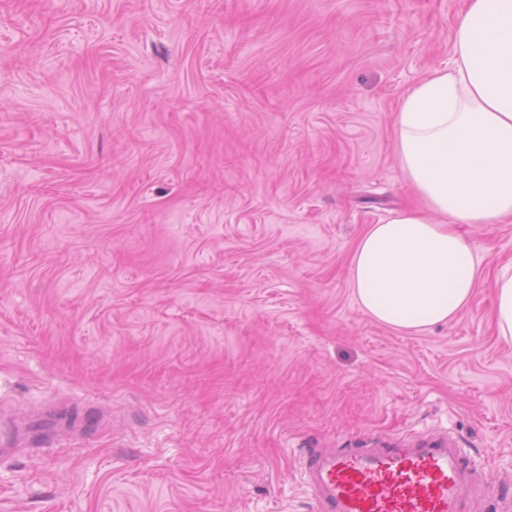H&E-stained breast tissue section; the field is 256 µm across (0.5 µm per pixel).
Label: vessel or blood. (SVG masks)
I'll use <instances>...</instances> for the list:
<instances>
[{
    "label": "vessel or blood",
    "mask_w": 512,
    "mask_h": 512,
    "mask_svg": "<svg viewBox=\"0 0 512 512\" xmlns=\"http://www.w3.org/2000/svg\"><path fill=\"white\" fill-rule=\"evenodd\" d=\"M468 453L446 440L418 448L302 457L319 512H465Z\"/></svg>",
    "instance_id": "vessel-or-blood-1"
}]
</instances>
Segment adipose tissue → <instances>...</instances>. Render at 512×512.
<instances>
[{"label": "adipose tissue", "instance_id": "obj_1", "mask_svg": "<svg viewBox=\"0 0 512 512\" xmlns=\"http://www.w3.org/2000/svg\"><path fill=\"white\" fill-rule=\"evenodd\" d=\"M395 132L423 205L368 229L350 280L364 314L421 331L452 321L480 282L459 225L512 219V0H467L451 66L403 95Z\"/></svg>", "mask_w": 512, "mask_h": 512}]
</instances>
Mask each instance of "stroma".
<instances>
[{
  "label": "stroma",
  "mask_w": 512,
  "mask_h": 512,
  "mask_svg": "<svg viewBox=\"0 0 512 512\" xmlns=\"http://www.w3.org/2000/svg\"><path fill=\"white\" fill-rule=\"evenodd\" d=\"M465 0H0V417L105 414L0 460V512H316L305 450L449 434L512 512V221L470 304L358 307V239L416 205L403 94ZM494 317L498 335L512 343V267H503L495 279Z\"/></svg>",
  "instance_id": "35a3bbf8"
}]
</instances>
